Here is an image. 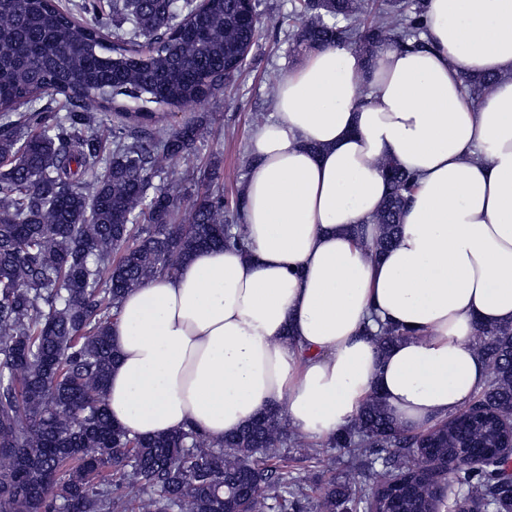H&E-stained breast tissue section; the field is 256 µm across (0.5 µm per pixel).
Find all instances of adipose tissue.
<instances>
[{
  "instance_id": "adipose-tissue-1",
  "label": "adipose tissue",
  "mask_w": 512,
  "mask_h": 512,
  "mask_svg": "<svg viewBox=\"0 0 512 512\" xmlns=\"http://www.w3.org/2000/svg\"><path fill=\"white\" fill-rule=\"evenodd\" d=\"M429 45L340 46L280 79L250 139L248 252L204 249L125 295L111 327L114 424L212 440L282 408L320 440L378 394L402 426L458 412L487 380L478 327L512 324V0H427ZM419 187L382 257L383 164ZM408 337L378 350L380 324Z\"/></svg>"
}]
</instances>
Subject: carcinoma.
Returning a JSON list of instances; mask_svg holds the SVG:
<instances>
[{
    "label": "carcinoma",
    "instance_id": "cac0c4a2",
    "mask_svg": "<svg viewBox=\"0 0 512 512\" xmlns=\"http://www.w3.org/2000/svg\"><path fill=\"white\" fill-rule=\"evenodd\" d=\"M292 52L425 45V0H293L271 20ZM253 0H0V512H512V457L470 460L512 423V325L483 326L487 384L458 412L417 431L378 396L327 439L350 470L309 487L283 447L300 445L270 408L220 441L189 427L130 436L110 418V329L124 296L176 274L203 247L245 249L232 232L244 197L220 192L177 223L174 185L152 179L208 126L162 113L241 73L260 33ZM499 74L466 76L478 98ZM62 97L55 111L44 98ZM101 113L113 116L103 124ZM387 192L373 257L393 247L416 177L384 164ZM406 335L386 326L384 348ZM428 456L435 471L415 469ZM381 466V472L375 467Z\"/></svg>",
    "mask_w": 512,
    "mask_h": 512
}]
</instances>
